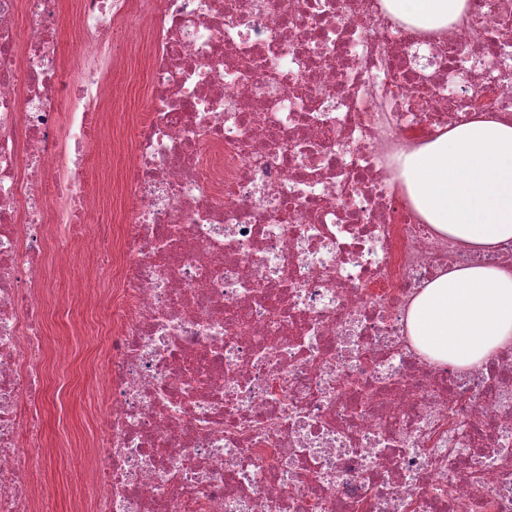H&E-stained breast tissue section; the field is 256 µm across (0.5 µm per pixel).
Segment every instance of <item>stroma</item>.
Instances as JSON below:
<instances>
[{"label":"stroma","mask_w":512,"mask_h":512,"mask_svg":"<svg viewBox=\"0 0 512 512\" xmlns=\"http://www.w3.org/2000/svg\"><path fill=\"white\" fill-rule=\"evenodd\" d=\"M128 90L116 107L117 115L103 132L108 152L105 164L94 166L90 176L103 182L105 197L116 195L120 177L130 154L125 137L127 119L132 112L148 107L150 94L142 69L124 68L118 74ZM106 237L86 242L74 249L70 260L54 264L47 303L52 314L49 324L47 374L53 396L44 406L43 434L47 443V465L42 476L48 512H74L76 498L93 495L88 480L93 465L91 454L77 446L91 408L100 406L96 386L100 373L86 371L94 356L96 333L92 324L77 315L91 300L106 302L111 282L95 273L88 260L92 247L106 246ZM85 280L87 294L74 292V280Z\"/></svg>","instance_id":"1"}]
</instances>
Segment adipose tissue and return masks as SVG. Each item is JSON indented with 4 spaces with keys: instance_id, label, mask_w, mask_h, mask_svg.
<instances>
[{
    "instance_id": "obj_1",
    "label": "adipose tissue",
    "mask_w": 512,
    "mask_h": 512,
    "mask_svg": "<svg viewBox=\"0 0 512 512\" xmlns=\"http://www.w3.org/2000/svg\"><path fill=\"white\" fill-rule=\"evenodd\" d=\"M411 31L460 22L468 0H383ZM394 190L437 235L478 259L430 280L413 298L407 330L432 361L463 370L512 348V269L487 255L512 244V121L486 112L395 157Z\"/></svg>"
}]
</instances>
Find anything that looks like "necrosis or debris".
<instances>
[{
	"label": "necrosis or debris",
	"mask_w": 512,
	"mask_h": 512,
	"mask_svg": "<svg viewBox=\"0 0 512 512\" xmlns=\"http://www.w3.org/2000/svg\"><path fill=\"white\" fill-rule=\"evenodd\" d=\"M469 2L412 33L382 0H0V512H40L41 259L96 232L139 50L124 221L91 256L88 512H512V349L464 372L412 345V298L471 255L392 187L396 152L512 120V0ZM119 79L129 84L128 91L124 87V99L119 101V105L112 108V95L109 104V111L119 112L115 120L111 119L103 132L104 146L108 152V159L104 165H94L90 171V177L94 180L105 183L104 196L106 207L113 208V195L116 197L120 189V177L125 168L128 156L130 154V144L125 137L127 116L121 115L122 112H139L148 107L150 103V94L146 86L145 77L141 68H136L132 63V68H122L117 73ZM114 150V151H113Z\"/></svg>",
	"instance_id": "1"
}]
</instances>
